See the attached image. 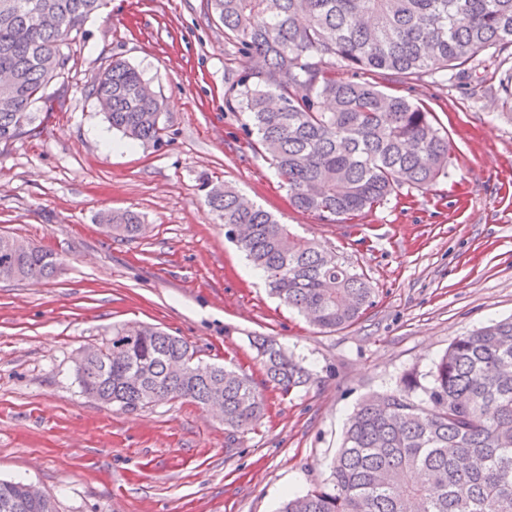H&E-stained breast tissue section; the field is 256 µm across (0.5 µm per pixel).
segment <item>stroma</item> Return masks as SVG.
Wrapping results in <instances>:
<instances>
[{"instance_id":"obj_1","label":"stroma","mask_w":512,"mask_h":512,"mask_svg":"<svg viewBox=\"0 0 512 512\" xmlns=\"http://www.w3.org/2000/svg\"><path fill=\"white\" fill-rule=\"evenodd\" d=\"M62 50L69 74L34 131L0 144V233L57 253L50 280L0 281V479L51 495L58 512H276L324 482L345 422L404 374L428 382L449 344L512 316V121L498 118L487 60L468 79L389 83L446 134L448 176L402 187L340 224L294 210L270 157L224 105L233 58L208 0H108ZM115 60L162 102L159 145L119 142L91 88ZM235 186L298 235L354 263L374 289L354 325L324 331L270 295L199 189ZM131 210L132 238L101 224ZM181 337L202 363L252 377L266 402L246 430L180 399L134 413L82 393L75 365L115 326ZM302 359L311 382L266 383L254 337Z\"/></svg>"}]
</instances>
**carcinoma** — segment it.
<instances>
[{
	"label": "carcinoma",
	"instance_id": "obj_1",
	"mask_svg": "<svg viewBox=\"0 0 512 512\" xmlns=\"http://www.w3.org/2000/svg\"><path fill=\"white\" fill-rule=\"evenodd\" d=\"M224 41L249 58L231 74L224 105L246 112L247 134L271 157L291 204L327 223L386 204L404 186L448 174V139L419 103L358 79L419 82L465 78L489 50L512 51V0H209ZM104 0H0V143L35 123L33 107L52 108L48 85L69 73L60 46ZM92 95L109 126L134 142L159 144L162 104L141 72L114 61ZM200 190L272 293L323 329L354 324L372 305L365 275L291 233L231 185L200 177ZM100 221L133 237L132 211ZM55 253L16 246L0 235V279L54 275ZM257 350L267 379L288 393L311 373L269 340ZM108 356L76 366L83 393L134 412L185 399L218 403L224 426L239 430L264 415L252 379L222 365L201 366L181 338L132 323L112 332ZM425 386L415 374L375 394L349 418L329 481L284 500L279 512H512V318L460 336ZM417 473L406 485L403 472ZM0 512H58L50 497L32 500L22 482L0 481Z\"/></svg>",
	"mask_w": 512,
	"mask_h": 512
}]
</instances>
